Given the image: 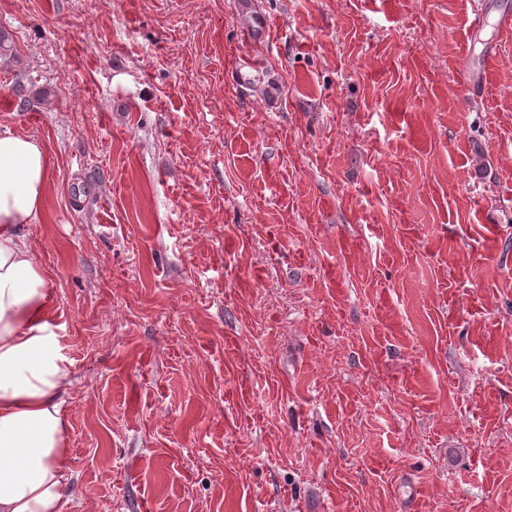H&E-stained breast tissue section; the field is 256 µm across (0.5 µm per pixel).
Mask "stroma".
<instances>
[{
    "label": "stroma",
    "instance_id": "35a3bbf8",
    "mask_svg": "<svg viewBox=\"0 0 512 512\" xmlns=\"http://www.w3.org/2000/svg\"><path fill=\"white\" fill-rule=\"evenodd\" d=\"M471 2L0 0L62 512H512V0Z\"/></svg>",
    "mask_w": 512,
    "mask_h": 512
}]
</instances>
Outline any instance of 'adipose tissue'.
I'll return each mask as SVG.
<instances>
[{"instance_id": "1", "label": "adipose tissue", "mask_w": 512, "mask_h": 512, "mask_svg": "<svg viewBox=\"0 0 512 512\" xmlns=\"http://www.w3.org/2000/svg\"><path fill=\"white\" fill-rule=\"evenodd\" d=\"M50 167L40 139L0 125V512H61L65 495L70 371L25 234L45 208Z\"/></svg>"}]
</instances>
